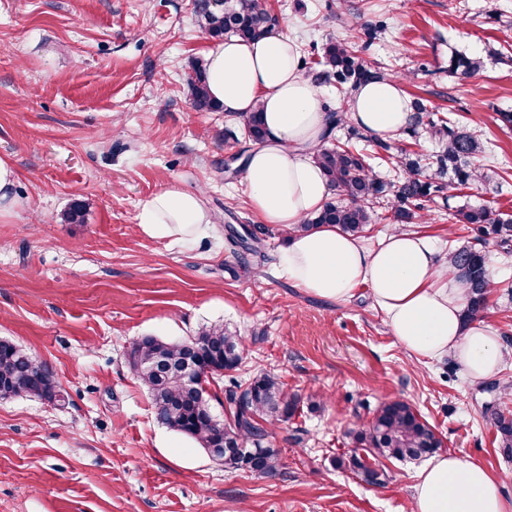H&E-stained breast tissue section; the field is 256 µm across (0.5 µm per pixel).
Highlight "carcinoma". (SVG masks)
<instances>
[{"label": "carcinoma", "mask_w": 512, "mask_h": 512, "mask_svg": "<svg viewBox=\"0 0 512 512\" xmlns=\"http://www.w3.org/2000/svg\"><path fill=\"white\" fill-rule=\"evenodd\" d=\"M195 12L201 18L205 33L213 40L235 37L255 40L277 25L271 16L267 0H196ZM359 37L370 45L385 31L383 22H353ZM479 58L454 56L448 68L453 72L472 76L481 71ZM310 72L315 81L334 84L340 90H354L386 75L376 69L355 47L346 41L330 40L317 52ZM190 100L198 112H217L220 105L209 93L204 60L192 64L188 78ZM410 121L404 133L411 137L420 132H432L441 142V150L433 161L422 164V158L403 148H396L387 140L351 129L350 138L371 143L376 158L389 159L401 167L407 177L398 184L381 179L369 157L357 148L346 145H326L317 150L314 160L327 178L336 198L326 202L322 209L292 231H306L319 224H333L344 233L364 236L372 224L371 204L391 196L393 224H423L426 220L424 202L434 196L467 188L477 182L495 181L493 170L484 164L486 147L477 135L458 128L450 117L428 110L420 99L411 102ZM261 109L239 115L248 137L261 143L266 136L260 118ZM430 169L422 178L420 170ZM86 203L74 201L63 214L65 222H84ZM457 222L468 225L471 241L464 246L450 247L447 253L448 271L456 273L467 288L468 304L464 319L472 322L486 307L492 284L484 269L483 246L493 238L506 249L512 245V215H496L485 205L464 206L456 210ZM227 239L234 246L241 245L251 254L259 253L260 239L244 229L227 228ZM196 346V356L203 369L205 383L237 370L245 351L242 339L222 325L205 326L185 340L169 341L148 335L132 343L129 363L147 387L154 409L160 412L163 423L175 433L190 439L202 448L224 445L238 448L236 454L224 455V467L245 470L258 478H274L285 467L283 449L272 442L274 427L294 417L301 410L302 398L284 390L278 376L263 372L246 385L232 378L224 388L227 404L225 418H211L198 410L196 390L179 375L177 368L187 355L186 345ZM162 357L169 370L157 375L149 369L156 357ZM52 367L17 344L0 339V399L17 395L57 403L65 400L56 380L48 377ZM494 425L505 447H512V414L499 411L494 414ZM356 444L366 448L367 456L397 460L422 457L441 447V441L422 415L408 402L395 398L383 402L373 413L371 421L361 430L352 432ZM338 465L361 473L372 484L384 481L385 472L355 455L349 460H338Z\"/></svg>", "instance_id": "obj_1"}]
</instances>
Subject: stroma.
<instances>
[{"label":"stroma","instance_id":"35a3bbf8","mask_svg":"<svg viewBox=\"0 0 512 512\" xmlns=\"http://www.w3.org/2000/svg\"><path fill=\"white\" fill-rule=\"evenodd\" d=\"M302 53L351 40L340 0H268ZM384 20L368 61L403 74L408 98L449 113L487 141V162L512 173V0H350ZM209 40L192 0H0V159L24 201L0 221V339L47 361L68 394L55 406L0 400V512H411L422 461L381 459L371 485L342 459L383 402L402 398L434 428L444 452L481 463L512 494V455L495 411L512 379V252L483 250L496 280L481 324L507 351L498 373L466 380L445 360L406 352L367 288L337 305L296 287L278 254L288 234L259 223L244 193L241 122L190 105L186 77ZM456 53L478 57L471 77L449 73ZM203 190L208 236L185 248L143 235L141 204L164 186ZM85 221L66 224L74 200ZM484 204L512 214V183H478L428 202L413 232L440 252L466 243L454 212ZM246 226L263 257L232 256L225 225ZM219 323L241 336L240 382L280 376L319 396L275 429L286 468L273 479L230 471L155 419L130 368L133 340L177 341Z\"/></svg>","mask_w":512,"mask_h":512}]
</instances>
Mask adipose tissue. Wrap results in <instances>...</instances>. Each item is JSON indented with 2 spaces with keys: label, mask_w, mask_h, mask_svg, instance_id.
<instances>
[{
  "label": "adipose tissue",
  "mask_w": 512,
  "mask_h": 512,
  "mask_svg": "<svg viewBox=\"0 0 512 512\" xmlns=\"http://www.w3.org/2000/svg\"><path fill=\"white\" fill-rule=\"evenodd\" d=\"M205 59L209 91L224 111L263 112L267 137L249 150L244 182L259 223L292 231L280 253L285 276L339 305L367 287L408 353L452 360L472 383L492 376L504 361L503 346L492 328L465 324L466 291L430 239L397 227L371 247L332 225L297 231L329 195L313 155L331 133L322 92L301 72L297 41L276 28L252 42H213ZM410 112L395 80L359 86L345 106L347 119L384 139L401 135ZM136 221L151 239L191 244L208 231L212 217L200 193L169 185L142 203ZM413 512H512V495L482 464L439 453L418 475Z\"/></svg>",
  "instance_id": "1"
}]
</instances>
